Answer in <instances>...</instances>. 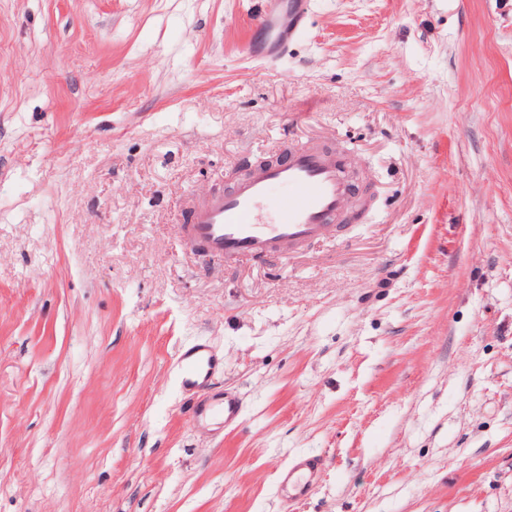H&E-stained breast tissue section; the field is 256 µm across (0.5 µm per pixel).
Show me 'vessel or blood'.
<instances>
[{
	"label": "vessel or blood",
	"instance_id": "obj_1",
	"mask_svg": "<svg viewBox=\"0 0 512 512\" xmlns=\"http://www.w3.org/2000/svg\"><path fill=\"white\" fill-rule=\"evenodd\" d=\"M346 166L324 148L293 147L279 162L252 168L231 191L209 190L193 198L185 234L207 252L228 260L274 256L287 246L336 236V218L349 208ZM216 368L209 351L196 346L180 353L177 380L184 388H202ZM196 413L228 426L238 423L241 404L228 393L200 401ZM323 469L320 455L291 457L277 474L279 495L289 501L306 499L318 486Z\"/></svg>",
	"mask_w": 512,
	"mask_h": 512
}]
</instances>
